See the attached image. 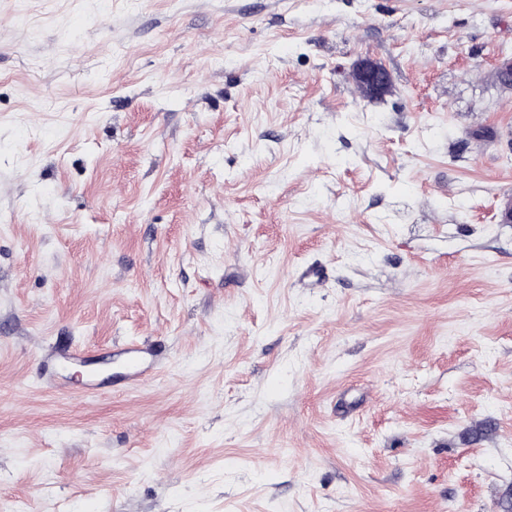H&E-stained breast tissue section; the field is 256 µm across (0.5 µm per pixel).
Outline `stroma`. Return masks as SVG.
I'll return each mask as SVG.
<instances>
[{
  "label": "stroma",
  "instance_id": "stroma-1",
  "mask_svg": "<svg viewBox=\"0 0 512 512\" xmlns=\"http://www.w3.org/2000/svg\"><path fill=\"white\" fill-rule=\"evenodd\" d=\"M510 59L512 0H0V512H512ZM358 79L370 96L381 94L388 84L385 71L376 64H363L358 69ZM120 357H124L127 370L123 377L126 385H135L145 381V373L154 363V351L143 347H125L120 351Z\"/></svg>",
  "mask_w": 512,
  "mask_h": 512
}]
</instances>
